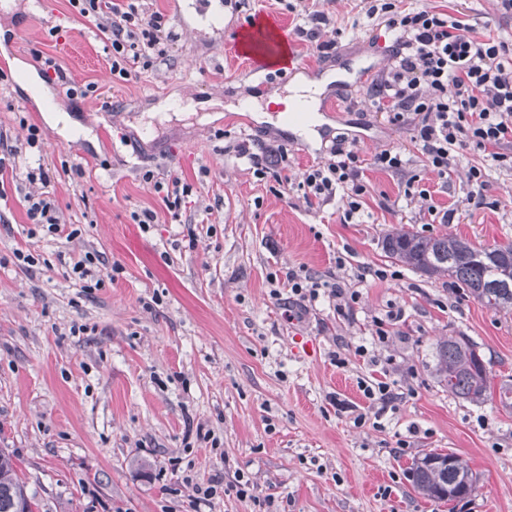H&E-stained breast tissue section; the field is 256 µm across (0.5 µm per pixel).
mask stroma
I'll list each match as a JSON object with an SVG mask.
<instances>
[{
    "label": "stroma",
    "mask_w": 512,
    "mask_h": 512,
    "mask_svg": "<svg viewBox=\"0 0 512 512\" xmlns=\"http://www.w3.org/2000/svg\"><path fill=\"white\" fill-rule=\"evenodd\" d=\"M16 2L0 11V132L21 148L15 173L0 176V449L16 458L37 512H512V409L455 397L435 374L438 340L463 336L495 382L512 383V314L383 250L401 229L479 248L512 241V169L490 167L497 205L473 208L466 166L439 179L411 150L409 129L370 112L355 75L383 71L395 43L369 16L373 0H143L166 16L171 39L165 57L127 81L68 0ZM411 3L512 42L497 0ZM312 9L328 17L325 56L294 31ZM256 11L291 37L311 80L343 88L315 138L274 124L288 111L270 101L287 92L281 76L258 80L237 53ZM47 57L67 82L45 78ZM18 61L43 89L26 87ZM73 85L89 96H71ZM54 107L78 133L50 127ZM342 129L367 159L409 148V172L438 211L456 209L454 222L430 223L399 175L374 169L359 217L345 219L344 200H308L303 175L327 161ZM271 148L288 154V184L257 173L256 156ZM39 169L49 184L26 180ZM148 170L191 186L180 221ZM44 192L74 236L32 230L26 198ZM144 209L157 215L146 231L132 218ZM19 249L33 267L15 264ZM88 252L100 255L103 282L89 291L70 276ZM366 267L391 277L359 280ZM299 268L357 290V301L342 315L326 297L289 309L286 273ZM378 380L399 394L383 412L360 388ZM432 450L457 453L477 477L455 508L422 498L408 478ZM238 473L253 497L236 495ZM214 477L221 492L196 506L194 484Z\"/></svg>",
    "instance_id": "35a3bbf8"
}]
</instances>
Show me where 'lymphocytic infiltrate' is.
<instances>
[{
	"label": "lymphocytic infiltrate",
	"instance_id": "obj_1",
	"mask_svg": "<svg viewBox=\"0 0 512 512\" xmlns=\"http://www.w3.org/2000/svg\"><path fill=\"white\" fill-rule=\"evenodd\" d=\"M77 15L94 23L112 47V74L127 80L141 61L164 56L168 33L162 13H146L136 0H69ZM396 35L388 68L368 89L373 111L395 124L411 126V140L425 167L448 178L465 153L480 157L466 175V201L486 203V164L512 165V43L479 38L474 27L444 13L405 7L404 0H383L371 6ZM405 153L385 149L362 158L355 141L340 134L330 158L306 171L307 197L323 203L346 195V218L361 210L365 169L403 177L406 198L429 201L417 175L407 173Z\"/></svg>",
	"mask_w": 512,
	"mask_h": 512
}]
</instances>
